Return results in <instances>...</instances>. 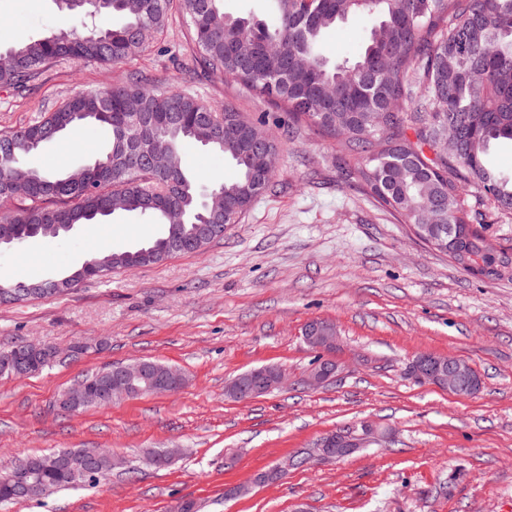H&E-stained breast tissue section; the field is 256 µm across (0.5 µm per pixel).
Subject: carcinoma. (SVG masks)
Returning a JSON list of instances; mask_svg holds the SVG:
<instances>
[{
  "label": "carcinoma",
  "instance_id": "obj_1",
  "mask_svg": "<svg viewBox=\"0 0 512 512\" xmlns=\"http://www.w3.org/2000/svg\"><path fill=\"white\" fill-rule=\"evenodd\" d=\"M70 13L94 24L71 26L49 36L21 41L10 49L15 63L0 68V83L18 93L29 90L43 69L59 60L118 64L145 51V34L166 25L173 0H144L133 13L124 0H60ZM275 21L268 24L233 16L224 0H178L202 66L233 79L261 96L282 103L291 124L316 126L336 141V161L345 174L356 172L378 201L400 217L424 243H439V227L458 225L460 235L448 256L465 271L463 257L482 256L485 276L512 279V249L491 252L484 227L468 209L467 197L486 199L493 214L512 215V179L488 161L492 144L512 142V0H271ZM123 17L120 26L112 16ZM377 17L361 51L331 64L320 51L323 35L340 22ZM177 103L173 125L138 131L128 108L163 112ZM224 130V138L204 145L231 162L237 176L204 186L183 166L180 148L194 140V115ZM109 129L107 147L85 165L45 173L25 158L83 125ZM457 134L448 150V131ZM142 138L168 143L170 165L146 167L129 159L130 144ZM265 132L241 113L219 108L179 90L148 85L140 75L104 89L78 91L54 111L19 128L0 130V198L21 201L4 218L14 241L58 237L60 224H101L114 216L109 200L129 198L122 215L146 216L155 224H179L189 233L208 222L204 195L224 192L228 224L238 223L253 200L268 188L249 190L246 158ZM96 278L140 266L136 249L105 251L87 259ZM87 448H60L27 457L29 482L54 490L94 488L112 472L109 460L87 467ZM17 465L0 472V507L33 499L11 491Z\"/></svg>",
  "mask_w": 512,
  "mask_h": 512
}]
</instances>
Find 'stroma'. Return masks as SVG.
Segmentation results:
<instances>
[{
  "mask_svg": "<svg viewBox=\"0 0 512 512\" xmlns=\"http://www.w3.org/2000/svg\"><path fill=\"white\" fill-rule=\"evenodd\" d=\"M56 0H0V50L65 22ZM374 17L351 19L323 38L330 62L354 56ZM196 48L180 14L136 59L112 66L60 62L25 95L0 84V130L53 111L74 92L108 87L129 72L176 87L262 124L279 154L269 187L240 223L203 252L90 280L67 295L0 304V350L45 343L61 360L27 378L0 377V470L56 448H103L125 459L94 488L20 501L5 512H512V280L461 270L383 209L357 175H342L336 145L316 127L289 129L268 98L221 75L185 79ZM87 126L28 160L44 172L89 162L105 146ZM185 167L206 184L235 167L193 143ZM139 217L75 226L55 239L0 248V278L59 276L102 247L135 248L163 236ZM312 320L335 324L341 372L323 387L304 376L317 353L303 341ZM85 353L72 354L78 342ZM431 351L478 372L467 399L417 382L412 359ZM153 359L183 371L186 385L62 411L59 394L106 365ZM273 365L285 387L240 403L225 395L236 375ZM371 419L391 442L337 462L310 460L277 481L255 475L286 463L324 433ZM174 448L168 465L142 460ZM246 494L229 498L226 489Z\"/></svg>",
  "mask_w": 512,
  "mask_h": 512,
  "instance_id": "stroma-1",
  "label": "stroma"
}]
</instances>
